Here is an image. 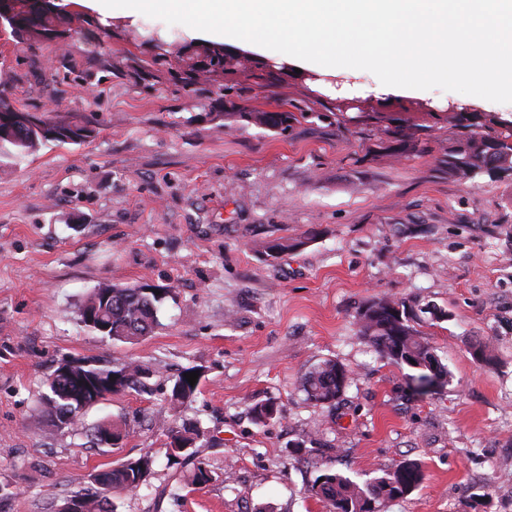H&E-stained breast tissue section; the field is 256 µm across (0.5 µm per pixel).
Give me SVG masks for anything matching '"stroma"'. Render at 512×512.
<instances>
[{
	"label": "stroma",
	"mask_w": 512,
	"mask_h": 512,
	"mask_svg": "<svg viewBox=\"0 0 512 512\" xmlns=\"http://www.w3.org/2000/svg\"><path fill=\"white\" fill-rule=\"evenodd\" d=\"M54 2L83 36L36 59L0 29V88L93 135L0 150V512H55L144 456L146 483L114 492L115 512H326L309 492L320 475L363 485L407 460L423 484L380 512H512V175H449L464 85L397 108L334 95L312 70L228 74L227 96L166 72L148 87L111 62L151 59L158 36L177 51L187 16L102 21ZM234 108L242 119L220 120ZM276 111L302 118L284 133L249 118ZM283 237L302 245L261 251ZM104 284L163 293L150 336L115 342L81 323ZM383 297L422 313L415 328L450 372L429 392L359 334ZM480 342L494 366L473 358ZM132 359L149 370L139 388L55 427L41 398L60 364ZM325 359L355 374L333 409L301 389ZM188 369L197 389L171 405ZM266 402L276 416L256 421ZM103 423L124 440L93 443ZM182 426L199 431L188 464L168 459L166 430Z\"/></svg>",
	"instance_id": "stroma-1"
}]
</instances>
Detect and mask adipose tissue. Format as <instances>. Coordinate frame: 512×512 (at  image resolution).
I'll return each mask as SVG.
<instances>
[{"mask_svg":"<svg viewBox=\"0 0 512 512\" xmlns=\"http://www.w3.org/2000/svg\"><path fill=\"white\" fill-rule=\"evenodd\" d=\"M109 18L186 14L190 37L223 41L290 67L320 68L340 92L392 102L424 81L476 80L473 98H512V0H81ZM377 73L375 85L366 73Z\"/></svg>","mask_w":512,"mask_h":512,"instance_id":"adipose-tissue-1","label":"adipose tissue"}]
</instances>
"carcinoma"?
<instances>
[{
	"label": "carcinoma",
	"mask_w": 512,
	"mask_h": 512,
	"mask_svg": "<svg viewBox=\"0 0 512 512\" xmlns=\"http://www.w3.org/2000/svg\"><path fill=\"white\" fill-rule=\"evenodd\" d=\"M13 18L10 34L17 41L29 45L35 51L46 43V36L53 33L58 40L81 32L73 27L71 17L60 10L51 0H0V13ZM180 67L174 75L184 88L215 82L224 73H232L239 64V57L226 53L224 46L211 43L190 44L179 49ZM166 55L159 53L150 60H141L133 66L142 81L156 78L158 66L164 64ZM16 109L0 91V146L10 145L19 152H32L42 143L57 142L52 138L34 134L26 127L8 126L10 114ZM27 116L43 125L51 126L66 134L73 143L84 141L91 130L82 125L50 123L43 115L27 113ZM239 116L253 119L270 129L287 131L297 117L306 118L302 112H241ZM456 120L462 123L466 133L456 146L448 151V171L463 178L473 179L487 173L512 171V128L489 134L481 131L475 112L456 107ZM161 297L146 288L109 286L95 288L79 308V317L91 330L104 337L122 343H134L158 326L157 303ZM415 320L413 310L406 302L382 298L370 305L360 318L359 333L389 362L406 366L408 387L417 393H426L449 376L441 364L436 348L419 336L411 325ZM343 372L346 385L353 382V374L343 364L327 359L308 371L302 380V390L307 400L328 408L336 407L345 390L338 383L337 372ZM147 368L137 361L124 363L120 369L99 368L92 365L58 367L54 379L47 380L50 393L45 396L53 422L57 426H73L82 416V409L92 404L95 397L119 389H134L141 384ZM195 391V386L181 376L175 381L171 400L182 402ZM152 461L143 457L103 472L109 489L136 490L146 482ZM421 464L405 461L395 470L375 478L361 486L350 477L338 472L319 476L311 487V493L324 504L327 512H375L374 505L402 498L416 490L424 481ZM80 501V512H112V502L102 489L84 488L64 499L59 512H66V505Z\"/></svg>",
	"instance_id": "1"
}]
</instances>
